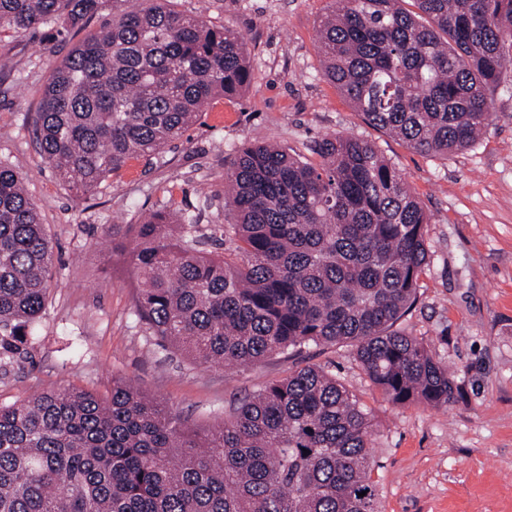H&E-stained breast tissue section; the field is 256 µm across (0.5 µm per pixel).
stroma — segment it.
Returning a JSON list of instances; mask_svg holds the SVG:
<instances>
[{
    "label": "stroma",
    "instance_id": "1",
    "mask_svg": "<svg viewBox=\"0 0 512 512\" xmlns=\"http://www.w3.org/2000/svg\"><path fill=\"white\" fill-rule=\"evenodd\" d=\"M213 27L240 32L253 69L238 95L212 100L156 158L127 162L78 197L44 161L33 116L52 69L86 30L112 21V2L86 30L0 32V163L19 172L55 251L46 308L20 355L0 360V405L52 388L107 395L132 383L188 428L223 424L245 398L296 369L332 373L371 414V479L381 512H512V68L488 92L493 122L471 148L423 155L372 125L322 74L317 31L331 0H170ZM334 134L371 142L425 210L428 261L418 301L397 327L429 347L455 383L445 408L395 404L348 345H311L238 367H204L162 346L135 314L141 278L129 253L99 245L115 224L152 211L193 216L209 252L230 224L224 175L250 144L313 159Z\"/></svg>",
    "mask_w": 512,
    "mask_h": 512
}]
</instances>
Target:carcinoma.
<instances>
[{
    "label": "carcinoma",
    "mask_w": 512,
    "mask_h": 512,
    "mask_svg": "<svg viewBox=\"0 0 512 512\" xmlns=\"http://www.w3.org/2000/svg\"><path fill=\"white\" fill-rule=\"evenodd\" d=\"M144 0H112V25L56 65L35 131L77 196L180 138L216 97L253 79L244 37ZM333 0L321 21L323 76L373 127L413 150L473 147L487 92L512 65V0ZM102 0H0V29H81ZM316 163L271 143L224 176L237 242L208 256L188 217L157 211L132 232L143 279L135 312L199 364H255L305 345L349 344L396 404L452 403L433 354L395 325L416 300L428 217L374 146L323 138ZM53 251L22 177L0 165V356L21 353L45 310ZM370 412L336 377L306 366L245 399L211 434L185 427L132 384L100 398L49 389L0 405V512H380L370 479ZM366 492L360 497L358 493Z\"/></svg>",
    "instance_id": "obj_1"
}]
</instances>
